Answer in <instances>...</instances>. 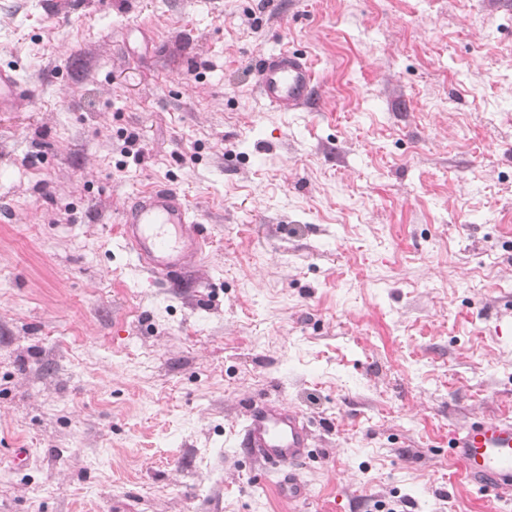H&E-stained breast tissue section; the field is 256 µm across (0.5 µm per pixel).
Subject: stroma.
Returning <instances> with one entry per match:
<instances>
[{"label":"stroma","mask_w":512,"mask_h":512,"mask_svg":"<svg viewBox=\"0 0 512 512\" xmlns=\"http://www.w3.org/2000/svg\"><path fill=\"white\" fill-rule=\"evenodd\" d=\"M285 47L310 108L256 91ZM0 68V512H512L448 460L512 417V0H0ZM156 185L201 284L124 246ZM259 395L302 502L237 452ZM255 86L265 101L282 112L308 108L318 88L310 60L288 48L260 56ZM26 94L18 78L11 71L0 69V112L13 110ZM311 430L296 409L277 400H253L246 409V423L238 433V448L266 469L288 470L281 490L290 501L305 499L307 491L292 470L305 462L311 447Z\"/></svg>","instance_id":"obj_1"}]
</instances>
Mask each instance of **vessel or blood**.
<instances>
[{"label": "vessel or blood", "mask_w": 512, "mask_h": 512, "mask_svg": "<svg viewBox=\"0 0 512 512\" xmlns=\"http://www.w3.org/2000/svg\"><path fill=\"white\" fill-rule=\"evenodd\" d=\"M256 89L270 105L293 112L311 105L317 91L316 73L307 56L281 49L262 54L256 69ZM25 90L11 71L0 69V112L13 110ZM121 236L127 248L149 271L178 284L207 247L202 224L177 191L159 187L142 192L124 210ZM311 430L296 409L277 400H253L238 446L265 468L288 472L281 490L288 500L305 499L307 491L293 470L305 462ZM449 455L464 479L488 501L512 498V420L479 418L453 434Z\"/></svg>", "instance_id": "vessel-or-blood-1"}]
</instances>
